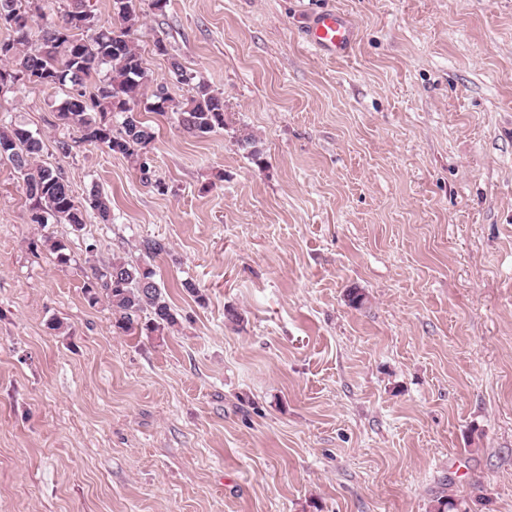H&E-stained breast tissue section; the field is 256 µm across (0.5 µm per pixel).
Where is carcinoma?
Wrapping results in <instances>:
<instances>
[{"mask_svg":"<svg viewBox=\"0 0 512 512\" xmlns=\"http://www.w3.org/2000/svg\"><path fill=\"white\" fill-rule=\"evenodd\" d=\"M0 0V26L10 31L0 40V85H35L61 89L57 108L61 125L76 137L56 141V149L68 155L77 143L103 145L134 162L143 178H150L147 148L155 139L152 126L138 118V110L164 115L174 112L190 134L204 137L226 126L224 98L206 82L195 81L181 64L171 62L179 84L191 87L190 96L175 101L165 85L144 100L146 73L133 35L141 25L143 0H113L118 22L105 24L91 8L90 0H70L61 21L49 25H19L18 16ZM122 121L113 124L112 117ZM8 147L7 161L23 177L29 207L40 213L38 223L69 224L82 230L85 216L112 221L109 199L96 189L83 200L73 195L62 173L36 163L42 139L22 125L0 127V147ZM42 246L68 261L66 244L51 236ZM89 301L103 300L115 315V327L126 335H161L178 324L175 309L157 272L146 261L112 256L96 267L84 286Z\"/></svg>","mask_w":512,"mask_h":512,"instance_id":"carcinoma-1","label":"carcinoma"}]
</instances>
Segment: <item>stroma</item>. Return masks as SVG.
I'll use <instances>...</instances> for the list:
<instances>
[{"label": "stroma", "mask_w": 512, "mask_h": 512, "mask_svg": "<svg viewBox=\"0 0 512 512\" xmlns=\"http://www.w3.org/2000/svg\"><path fill=\"white\" fill-rule=\"evenodd\" d=\"M325 9L345 58L304 39ZM136 38L146 92L187 96L175 60L228 112L203 138L143 113L165 192L58 153L61 90L0 99L112 200L39 228L0 161V512H512V0H170ZM145 239L180 321L160 338L84 293ZM354 25L343 13L324 11L314 15L307 26L308 42L320 53L330 58H342L351 49Z\"/></svg>", "instance_id": "obj_1"}]
</instances>
